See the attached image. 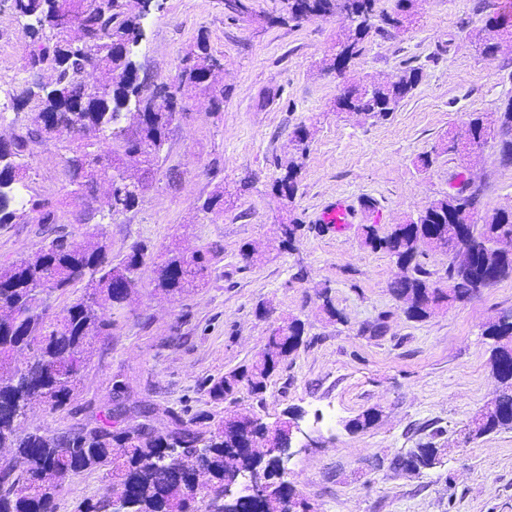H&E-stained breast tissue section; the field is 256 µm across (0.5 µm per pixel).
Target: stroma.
I'll return each mask as SVG.
<instances>
[{"instance_id":"1","label":"stroma","mask_w":512,"mask_h":512,"mask_svg":"<svg viewBox=\"0 0 512 512\" xmlns=\"http://www.w3.org/2000/svg\"><path fill=\"white\" fill-rule=\"evenodd\" d=\"M244 2L247 12L237 14L227 0H163L144 25L134 60L158 85L175 80L187 44L206 34L224 101H186L152 188L100 227L113 255L136 242L154 258L168 246L206 250L210 269L205 285L173 298L154 292L152 262L140 268L138 295L111 336L97 341L78 403L109 404L114 384L124 382L131 399L186 406L194 415L255 414L272 423L300 414L299 451L284 478L311 512H512V429L465 438L466 425L497 392L484 331L512 310V279L412 321L390 291L399 266L367 246L363 232L372 226L383 235L417 218L448 194L457 172L481 186L485 209L512 208V166H503L496 148L485 146L473 162L437 152L448 135L464 136L470 113L493 112L512 95V42L489 59L472 40L487 15L512 0H417L409 30L372 32L343 80L323 71L322 60L349 19L270 26L258 17L280 15V0ZM24 24L0 6V137L31 122L30 110L15 107L35 80L23 68L31 49ZM408 60L420 81L388 120L335 109L347 86L395 79ZM302 125L311 136L296 206L306 228L288 252L279 247L284 211L271 182ZM433 151L437 160L421 168L419 155ZM65 157L60 147L32 145L18 194L49 201L84 239L95 227L83 218L104 209L108 186L67 195ZM219 189L230 202L200 212ZM339 200L350 205L352 223L340 232L320 228L323 209ZM42 242L38 225L0 227V263ZM245 246L257 257L247 268ZM325 290L341 321L323 313ZM262 304L268 316L258 315ZM288 316L303 321V343L263 396L212 400L204 380L251 362L275 321ZM378 322L383 334H367ZM367 411L377 414L373 425L351 430V420ZM428 440L444 451L434 469L412 475L371 466Z\"/></svg>"}]
</instances>
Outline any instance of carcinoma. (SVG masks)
<instances>
[{"label": "carcinoma", "mask_w": 512, "mask_h": 512, "mask_svg": "<svg viewBox=\"0 0 512 512\" xmlns=\"http://www.w3.org/2000/svg\"><path fill=\"white\" fill-rule=\"evenodd\" d=\"M286 2L287 15L270 17L268 23L289 20L298 26L334 16L356 23L353 32L340 34L332 57L323 61V69L344 76L363 52L379 0ZM415 2L395 0L393 12L382 14L388 33L406 30ZM140 3L99 0L96 9L87 11L82 0H17L15 14L19 17L42 11L50 18L51 36L45 39L40 30L26 29L33 47L25 67L34 73H49L54 88L44 94L25 90L22 104L31 106L32 123L25 131L12 134L0 149V226L24 221L33 213L41 231H50L54 237L45 239L36 251L0 265V448L11 449L8 463L0 465V512H56L66 480L83 473H101L106 484L99 496L81 501L78 512H97L104 497L128 500L129 512H199V497L213 501L224 492V472L254 462L252 456L235 450L239 428L234 419L222 417L204 430L199 424L212 416L187 418L173 409L131 400L123 383L116 385L121 393L118 399L103 409L88 404L85 417L66 432L52 434L42 428L22 427L33 405L59 411L77 399L82 373L96 352L93 339L112 335L114 316L128 307L137 289V272L151 259L148 246L135 243L115 264L103 233H97L94 241L81 240L66 231L56 211L45 202L33 197L16 201V185L24 181L28 170L30 145L70 143L65 162L70 184L76 186L71 191L74 196L100 181L113 185L117 173L127 179L130 188L108 192V212L122 213L136 207L152 186L179 104L196 91L209 94L216 108L224 101V88L216 80L217 60L202 34L184 49L182 61L193 65L182 68L178 82L168 85L167 96L146 89L147 78L140 77L139 68L124 55L126 48L139 42ZM475 38L483 55L495 56L502 42L512 40V16L504 11L494 13ZM91 69L111 73L112 81L89 85L86 77ZM418 82L419 69L407 64L396 80L348 90L336 99L334 107L386 120ZM92 131L111 141L107 157L96 153L95 143L84 140ZM310 135L304 125L295 130L292 144L300 161H290L272 183V191L284 200L288 213L279 245L291 251L304 229L294 213V200ZM490 136L499 137L501 161L511 166L512 96L490 115L471 113L466 139L448 137L441 152L476 158ZM128 159L139 165L135 177L126 174ZM467 206L466 199L446 194L433 200L417 220L397 224L385 236L368 228L366 243L375 251L388 253L404 270L390 290L404 304L408 319L424 321L461 302L477 282L490 288L512 279V251L496 248L489 252L484 246V241L496 237L512 238V210L493 213L491 223L474 236L461 231L469 219ZM428 250L448 254L444 273L448 287L437 286L420 261ZM209 263L206 252L186 254L170 249L166 259L156 265L154 290L187 295L200 285ZM78 283L83 284V295L50 313L53 296L66 294ZM303 333V322L288 318V335L271 331L251 363L209 380L211 398L225 401L236 399L243 391L264 393L272 375L302 344ZM484 335L494 340L493 365L497 352L512 343V321H495ZM498 375L497 399L502 413L471 420L466 427L470 440L512 429L511 360H506ZM161 416L167 420L163 428L156 426ZM122 418L138 423L145 419L154 426L150 432L139 427L119 428ZM438 460V449L428 441L394 456L388 468L419 474L435 467Z\"/></svg>", "instance_id": "carcinoma-1"}]
</instances>
